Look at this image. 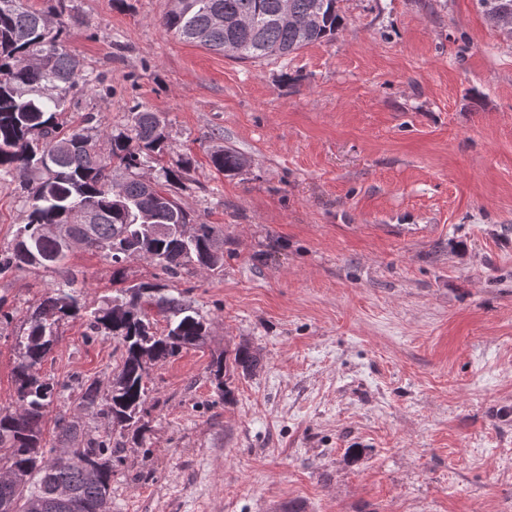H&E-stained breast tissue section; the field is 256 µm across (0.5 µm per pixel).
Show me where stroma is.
Returning <instances> with one entry per match:
<instances>
[{"instance_id":"stroma-1","label":"stroma","mask_w":512,"mask_h":512,"mask_svg":"<svg viewBox=\"0 0 512 512\" xmlns=\"http://www.w3.org/2000/svg\"><path fill=\"white\" fill-rule=\"evenodd\" d=\"M67 47L94 85L61 119L125 131L166 121L170 187L224 237V269L167 280L209 322L197 348L151 365L143 442L80 408L108 388L119 340L59 323L40 373L66 415L120 446L112 512H512V38L478 0H338L335 39L241 62L180 41L172 0H71ZM244 164L227 176L210 155ZM25 218L0 180V250ZM91 312L122 285L165 280L77 249ZM0 272V410L14 408V339L57 281ZM250 344L248 377L213 356ZM362 449L353 459L351 449ZM212 166L224 175H232L238 171L242 165V160L238 152L232 148H220L210 155Z\"/></svg>"}]
</instances>
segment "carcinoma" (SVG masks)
<instances>
[{
	"label": "carcinoma",
	"instance_id": "obj_1",
	"mask_svg": "<svg viewBox=\"0 0 512 512\" xmlns=\"http://www.w3.org/2000/svg\"><path fill=\"white\" fill-rule=\"evenodd\" d=\"M47 2L34 9L27 0H0V179L18 181L27 212L13 247L0 254V271L39 266L60 277L33 311L27 332L16 337V406L0 410V471L15 478L9 485L0 482V501L11 502L14 512H29L34 498L48 502L44 512H68L66 505L50 498L57 485L69 487L77 500H98L101 484L88 478L83 459L101 461L110 474L118 453L110 438L90 436L62 415L56 419L57 438L72 446L71 453L55 458V449L43 443L44 419L56 388L38 370L59 322L81 312L75 279L65 270L71 249L49 227L70 223L71 205L80 199L89 206L91 240L86 248L110 259L116 278L122 277L123 264L131 257L151 260L170 278L190 269L224 270V242L214 225L193 223L166 190V184L180 179V172L162 170L150 191L142 181L140 170L165 147V122L157 113L136 110L129 131L106 132L102 139L87 128L66 129L59 123L68 93L96 78L82 73L79 60L64 44L68 24L76 22L70 0ZM285 3L294 15L291 23L279 18ZM479 4L497 27L501 10L512 6V0ZM341 22L337 0H174L162 26L186 42L245 61L285 57L330 39ZM210 162L226 175L242 165L232 148L214 151ZM114 166L127 172L117 193L110 190ZM153 310L166 321L160 334L153 330ZM89 326L94 334L120 340L123 352L107 393L93 382L84 384L81 405L102 406L112 428L141 438L149 388L140 359L156 364L202 344L207 322L170 294L167 285L141 282L121 289L91 312ZM258 366L257 354L242 344L212 362L217 377L231 369L247 377Z\"/></svg>",
	"mask_w": 512,
	"mask_h": 512
}]
</instances>
